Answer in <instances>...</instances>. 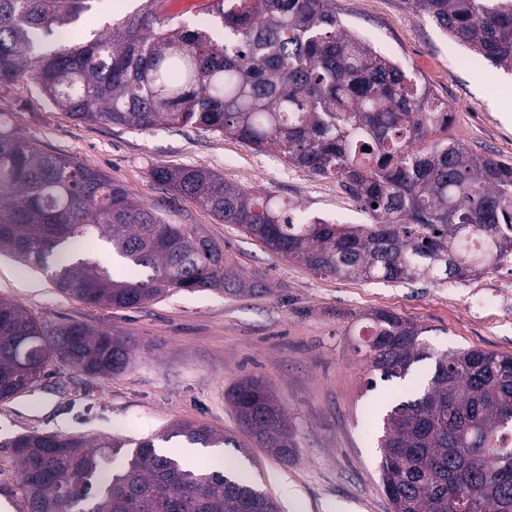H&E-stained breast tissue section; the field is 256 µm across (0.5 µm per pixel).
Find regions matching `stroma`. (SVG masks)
Masks as SVG:
<instances>
[{
  "instance_id": "stroma-1",
  "label": "stroma",
  "mask_w": 512,
  "mask_h": 512,
  "mask_svg": "<svg viewBox=\"0 0 512 512\" xmlns=\"http://www.w3.org/2000/svg\"><path fill=\"white\" fill-rule=\"evenodd\" d=\"M212 2L157 0V14L171 28H210ZM335 2L349 29L447 102L455 115L450 142L512 161V123L498 112L501 98L512 95V74L485 59L467 65L469 50L409 0ZM142 5L143 0H99L94 24L79 23L70 44L89 41L94 27L121 23ZM0 112L11 113L15 128L44 151L105 173L166 223L189 225L210 238L223 247L227 269L244 282L265 285L258 294L185 290L134 309L108 308L74 301L47 276L0 255V296L37 320L103 328L135 347L121 373L89 377L55 362L31 392L0 401V512H25L6 441L30 433L141 439L181 422L234 435L237 421L225 394L251 376L268 380L288 410L298 437L295 458L285 464L252 447L224 454L281 512H392L378 472L382 416L427 385L434 363L419 362L406 378L368 387V365L357 350L367 315L387 310L423 325L426 340L439 352L471 348L512 356V306L481 297L476 279L451 288L320 276L194 202L176 199L151 172L201 166L250 192L295 204L306 216L371 223L336 177L311 175L277 154L192 126L136 130L83 123L54 106L30 78L0 96ZM286 484L294 496L283 495Z\"/></svg>"
}]
</instances>
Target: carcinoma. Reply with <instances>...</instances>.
<instances>
[{
	"label": "carcinoma",
	"mask_w": 512,
	"mask_h": 512,
	"mask_svg": "<svg viewBox=\"0 0 512 512\" xmlns=\"http://www.w3.org/2000/svg\"><path fill=\"white\" fill-rule=\"evenodd\" d=\"M95 0H0V93L29 76L82 122L143 130L193 125L274 151L316 176L341 179L371 224L298 219L297 208L229 185L205 167H160L153 178L236 224L274 253L336 279L442 284L479 274L468 239L489 244L483 265L512 250V163L438 134L448 103L349 30L335 0H214L223 40L172 29L144 12L86 44L50 49L92 17ZM451 39L512 69V0H411ZM377 207H372V204ZM85 240L123 263L84 256L52 267L54 253ZM0 250L54 268L56 286L88 305L137 308L171 290L241 288L224 249L186 224H166L124 186L42 151L0 112ZM140 268L151 275L136 277ZM424 328L390 311L369 317L370 370L404 377L433 356ZM133 347L79 322L49 325L0 298V400L54 362L89 377L120 372ZM240 429L286 462L297 448L288 414L259 377L225 394ZM202 448H241L233 435L176 425ZM119 437L28 434L12 449L26 512H279L239 477L189 467L136 444L109 468ZM380 483L393 512H512V356L479 349L436 355L421 394L387 415Z\"/></svg>",
	"instance_id": "1"
}]
</instances>
